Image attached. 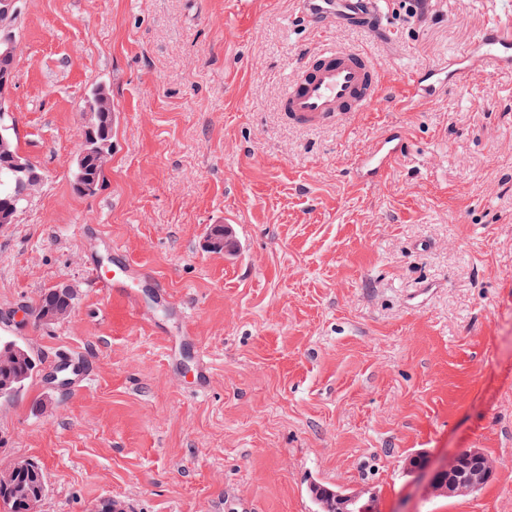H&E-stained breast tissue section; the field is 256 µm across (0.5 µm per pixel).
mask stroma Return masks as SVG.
<instances>
[{"label": "stroma", "instance_id": "1", "mask_svg": "<svg viewBox=\"0 0 512 512\" xmlns=\"http://www.w3.org/2000/svg\"><path fill=\"white\" fill-rule=\"evenodd\" d=\"M382 9L380 35L338 34L371 50L381 98L302 130L277 110L314 45L295 0H25L11 106L44 181L0 227V336L37 368L0 399V468L42 467L39 512H315L318 484L378 512H512V77L430 104L400 80L505 6ZM100 83L112 162L78 197ZM390 125L408 147L363 184L356 158ZM214 224L233 251L207 249ZM116 248L149 271L135 313L93 277ZM62 282L66 321L22 320ZM467 448L496 464L474 493L432 498L407 469Z\"/></svg>", "mask_w": 512, "mask_h": 512}]
</instances>
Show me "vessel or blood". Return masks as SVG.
Returning <instances> with one entry per match:
<instances>
[{
  "instance_id": "vessel-or-blood-1",
  "label": "vessel or blood",
  "mask_w": 512,
  "mask_h": 512,
  "mask_svg": "<svg viewBox=\"0 0 512 512\" xmlns=\"http://www.w3.org/2000/svg\"><path fill=\"white\" fill-rule=\"evenodd\" d=\"M316 45L305 52L283 84L279 109L289 124L302 128L329 125L368 111L382 93L381 70L362 49L331 41L334 27L372 28L381 12L379 0H297ZM495 77L512 72V19L486 24L455 57L445 63L416 66L404 73L409 99L430 102L448 88H464L474 72ZM404 150L400 130L390 128L357 157L361 178L372 182L391 169ZM124 260L114 253L111 270L96 273L99 284L112 288L129 305L137 300L124 277Z\"/></svg>"
}]
</instances>
